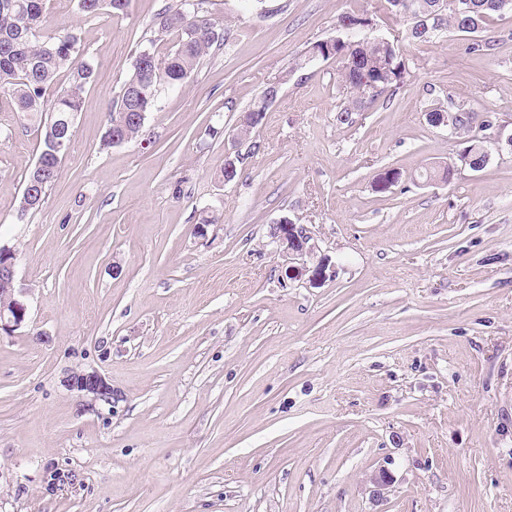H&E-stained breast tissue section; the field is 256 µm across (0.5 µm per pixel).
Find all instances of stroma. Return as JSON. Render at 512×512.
<instances>
[{
    "label": "stroma",
    "instance_id": "1",
    "mask_svg": "<svg viewBox=\"0 0 512 512\" xmlns=\"http://www.w3.org/2000/svg\"><path fill=\"white\" fill-rule=\"evenodd\" d=\"M178 2L111 18L47 0L46 33L77 32L94 78L23 217L40 131L0 96V243L29 309L0 335V512H512V146L423 178L466 146L429 104L512 130V12L486 51L452 29L404 44V86L342 123L338 63L307 52L349 11L401 33L379 0H208L228 42L162 89L148 143L103 147L136 52L174 46L156 18ZM272 85L260 149L224 182L239 112ZM283 216L335 276L284 278ZM92 370L112 404L68 387Z\"/></svg>",
    "mask_w": 512,
    "mask_h": 512
}]
</instances>
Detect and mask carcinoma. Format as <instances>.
<instances>
[{
	"instance_id": "carcinoma-1",
	"label": "carcinoma",
	"mask_w": 512,
	"mask_h": 512,
	"mask_svg": "<svg viewBox=\"0 0 512 512\" xmlns=\"http://www.w3.org/2000/svg\"><path fill=\"white\" fill-rule=\"evenodd\" d=\"M407 8L398 0H381L389 13L408 19L407 12L429 19L430 30L407 29L411 42H425L438 33L453 28L459 33L472 34L473 26L486 31L488 22L501 13V0H457L452 8H441L442 0H406ZM205 0H182L179 7H166L158 14V30L176 33L174 49L159 56L150 49L138 53L132 63V75L125 82L117 104L108 114L103 138L106 148L142 138L147 114L156 105L158 94L165 86H174L188 78L197 60L210 48L226 39L227 32L218 27L204 9ZM128 0H79L80 10L91 16L102 13L118 16L124 13ZM45 23V0H0V94L12 101L14 110L27 118L39 119L43 147L33 167L24 177V186H31L46 197L59 177L57 159L50 143L58 138L72 140L74 118L80 108V94L93 79L94 70L79 59V38L73 33L58 36L41 35ZM341 25L356 29L351 37L336 44L339 75L351 96L352 107L340 111L342 123L350 120L351 112L374 102L387 91L396 92L404 84L406 68L403 56L363 34L360 15L347 12ZM68 75L69 87L57 94L50 111L44 109V96L60 73ZM370 82L377 83L374 95L366 93ZM462 132L473 126L485 129L491 122L474 111L464 108ZM266 110L256 99L239 116V135L249 136L262 126ZM490 157L487 138L473 137L459 155L462 166L471 170L484 169Z\"/></svg>"
}]
</instances>
